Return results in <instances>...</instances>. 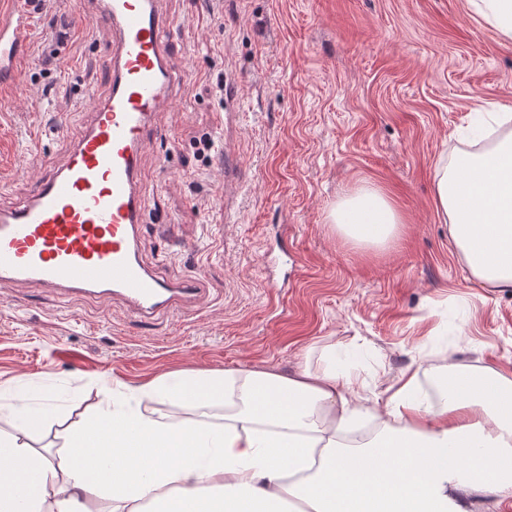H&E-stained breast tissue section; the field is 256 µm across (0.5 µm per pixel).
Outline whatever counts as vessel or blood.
Wrapping results in <instances>:
<instances>
[{"mask_svg": "<svg viewBox=\"0 0 512 512\" xmlns=\"http://www.w3.org/2000/svg\"><path fill=\"white\" fill-rule=\"evenodd\" d=\"M161 0H81L112 30L109 86L93 104L64 165L23 199L0 205V285L109 295L142 318L197 306L200 279L157 277L140 256L145 207L139 161L173 98ZM29 16L0 13V96L24 81Z\"/></svg>", "mask_w": 512, "mask_h": 512, "instance_id": "1", "label": "vessel or blood"}]
</instances>
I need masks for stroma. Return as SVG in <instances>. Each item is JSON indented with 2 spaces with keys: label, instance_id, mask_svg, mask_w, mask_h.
Here are the masks:
<instances>
[{
  "label": "stroma",
  "instance_id": "obj_1",
  "mask_svg": "<svg viewBox=\"0 0 512 512\" xmlns=\"http://www.w3.org/2000/svg\"><path fill=\"white\" fill-rule=\"evenodd\" d=\"M162 9L182 80L141 159V255L166 279L199 274L204 301L143 322L117 300L0 288V384L53 392L71 423L97 404V380L119 389L174 370H321L337 354L371 395L410 366L428 386L450 362L512 373V288L470 275L433 200L437 167L478 150L473 111L512 106V40L467 0ZM76 10L45 0L25 80L0 99L1 204L65 162L105 88L111 31ZM53 34L65 44L46 68ZM363 186L404 218L385 246L331 220Z\"/></svg>",
  "mask_w": 512,
  "mask_h": 512
}]
</instances>
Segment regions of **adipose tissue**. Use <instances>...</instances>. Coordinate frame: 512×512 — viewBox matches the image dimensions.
I'll return each instance as SVG.
<instances>
[{"mask_svg":"<svg viewBox=\"0 0 512 512\" xmlns=\"http://www.w3.org/2000/svg\"><path fill=\"white\" fill-rule=\"evenodd\" d=\"M434 206L472 276L512 288V137L435 175ZM333 224L376 245L403 219L382 193L340 201ZM62 434L59 462L30 443L52 393L0 385V512H506L512 507V377L442 368L438 400L407 370L364 400L344 368L174 371L119 391ZM173 404L180 418L161 413ZM225 409L223 421L209 410Z\"/></svg>","mask_w":512,"mask_h":512,"instance_id":"ef3b65f1","label":"adipose tissue"}]
</instances>
